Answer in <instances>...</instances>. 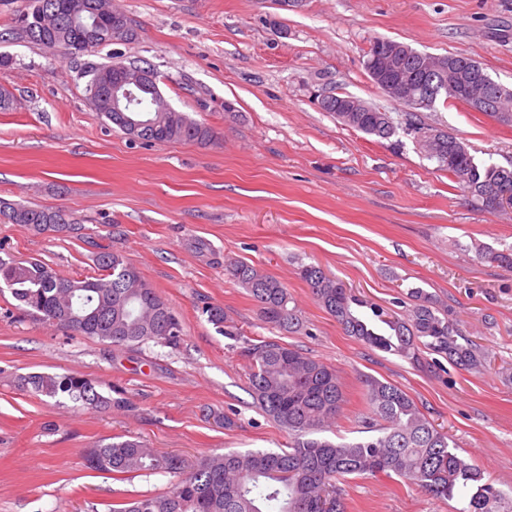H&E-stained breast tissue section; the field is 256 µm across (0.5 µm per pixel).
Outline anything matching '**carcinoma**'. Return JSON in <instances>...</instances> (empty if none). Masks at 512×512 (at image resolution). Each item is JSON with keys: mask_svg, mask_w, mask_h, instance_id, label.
<instances>
[{"mask_svg": "<svg viewBox=\"0 0 512 512\" xmlns=\"http://www.w3.org/2000/svg\"><path fill=\"white\" fill-rule=\"evenodd\" d=\"M74 0H31L28 23L19 30L32 43L42 46L54 37L74 47L103 45L100 30L73 14ZM405 44L389 41L388 68L411 80L413 95L429 99L427 108L440 100L470 105L477 92L473 58L448 54V69H422L413 57H402ZM117 58L89 71L88 98L96 111L134 141L178 143L192 141L210 145L218 133L202 121L172 108L166 98L153 103L152 124L132 129L129 112L112 111L102 97L96 75ZM404 129L423 135L418 146L425 155L448 171L457 187L476 199L489 212L502 208L499 194H512V164L478 161L456 134L421 121L415 105L405 98ZM343 125L387 140L398 125L388 112H337L319 101ZM499 111L490 113L504 124L512 123V92L495 100ZM24 224L37 234H70L77 230L75 218L62 208H46L0 199V220ZM482 260L512 268V249H482ZM98 273L83 279L60 275L40 260L24 263L0 258V282L25 311L74 336L107 343L113 347L141 346L148 342L173 344L182 325L166 300L148 284L136 267L118 251L102 248L97 253ZM230 276L246 289L261 321L284 333L303 327L296 307L290 306L288 289L275 276L244 261L226 265ZM297 275L314 300L336 321L346 335L371 349L399 355L423 367L422 352L442 355L462 370L478 372L485 356L463 336L448 310L417 287L409 290L411 306L401 316L378 307L363 314V302L345 283L319 265L302 264ZM218 332L224 331V308L202 309ZM242 354L250 361L248 384L256 407L288 433V448L278 452L229 450L201 458L192 467L175 455H161L145 442L121 437L87 449V467L114 475L169 474V491L134 498L113 512H345L342 489L337 481L354 477L404 478L436 498L458 497L459 512H501L503 494L486 480L484 471L465 459L447 432L437 428L417 402L398 386L367 376L363 387L372 421L371 436L358 441H332L320 436L335 426L344 403L336 370L309 354L273 340L246 343ZM18 386L45 399L69 400L86 409L132 407L126 397L102 394L95 382L80 374L31 373Z\"/></svg>", "mask_w": 512, "mask_h": 512, "instance_id": "1", "label": "carcinoma"}]
</instances>
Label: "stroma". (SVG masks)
Here are the masks:
<instances>
[{
	"mask_svg": "<svg viewBox=\"0 0 512 512\" xmlns=\"http://www.w3.org/2000/svg\"><path fill=\"white\" fill-rule=\"evenodd\" d=\"M132 41L66 55L29 42L16 18L30 0H0V198L74 213L81 231L37 234L0 222V257L39 259L61 275L96 274L99 246L127 257L178 313L179 344L123 349L72 336L16 309L0 292V512H112L169 490L168 475L120 478L86 468L85 448L138 437L187 463L227 450L275 451L288 435L252 403L243 342L276 340L333 367L345 402L336 422L363 436L362 381L403 390L453 436L512 507V269L480 260L512 247V210L492 213L456 187L412 135L383 140L337 122L318 96L347 93L393 118L403 108L364 67L370 40L475 58L512 86V0H115ZM147 62L173 108L221 134L217 144L131 141L88 100L87 72L112 55ZM478 160L512 164V124L455 102L422 110ZM212 253L197 254L195 242ZM287 287L303 327L265 325L228 261ZM315 263L378 306L403 312L420 287L484 352L477 373L427 371L372 350L341 327L299 279ZM223 307L233 335L201 309ZM77 373L131 410L42 401L17 381ZM235 418L232 429L218 417ZM347 512H458L392 476L342 482Z\"/></svg>",
	"mask_w": 512,
	"mask_h": 512,
	"instance_id": "1",
	"label": "stroma"
}]
</instances>
